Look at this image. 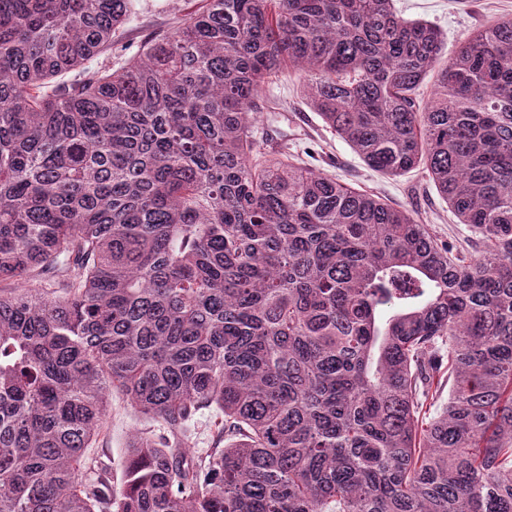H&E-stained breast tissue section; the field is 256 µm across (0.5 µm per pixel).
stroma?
Returning <instances> with one entry per match:
<instances>
[{"instance_id":"35a3bbf8","label":"stroma","mask_w":512,"mask_h":512,"mask_svg":"<svg viewBox=\"0 0 512 512\" xmlns=\"http://www.w3.org/2000/svg\"><path fill=\"white\" fill-rule=\"evenodd\" d=\"M200 5L201 0H135L134 15L113 36L111 50L93 60V67L119 68L140 53L146 40L172 28ZM395 7L404 18L424 20L439 29L451 51L474 30L512 16V0H395ZM264 96L262 109L252 115L259 130V151L287 144L289 151L313 168L407 210L418 223L431 229L438 244L456 248L474 243L472 231L458 223L424 170L401 176L373 171L345 141L332 134L310 108L297 73L274 78ZM109 401L105 426L92 451L106 465L108 483L117 486L123 478V462L132 439L142 433H162L163 428L135 410L122 393L110 392Z\"/></svg>"}]
</instances>
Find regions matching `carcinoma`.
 <instances>
[{"instance_id": "cac0c4a2", "label": "carcinoma", "mask_w": 512, "mask_h": 512, "mask_svg": "<svg viewBox=\"0 0 512 512\" xmlns=\"http://www.w3.org/2000/svg\"><path fill=\"white\" fill-rule=\"evenodd\" d=\"M203 2L112 70L132 0H0V512H512V17L447 56L394 0ZM286 66L479 254L260 160ZM112 389L167 432L111 490ZM214 420V412L209 410H203L196 416L194 423L195 436L191 448L192 450L196 452H203L207 448L213 447L215 440Z\"/></svg>"}]
</instances>
